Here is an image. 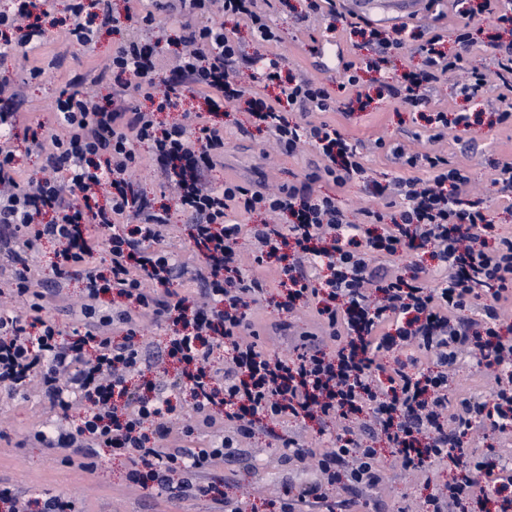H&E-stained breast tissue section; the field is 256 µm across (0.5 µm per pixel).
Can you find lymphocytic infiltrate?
I'll return each mask as SVG.
<instances>
[{
	"instance_id": "1",
	"label": "lymphocytic infiltrate",
	"mask_w": 512,
	"mask_h": 512,
	"mask_svg": "<svg viewBox=\"0 0 512 512\" xmlns=\"http://www.w3.org/2000/svg\"><path fill=\"white\" fill-rule=\"evenodd\" d=\"M213 1L178 0L174 41L181 51L176 76L166 83L156 70L159 44L130 40L113 51L109 73L132 79L142 106L100 101L80 78L65 84L52 123L31 129L32 148L52 144L42 173L22 170L10 141L23 119L20 104L13 95L0 98V251L9 256L14 291L25 301L20 312L0 309V390L17 394L39 384L60 423L34 430L33 438L59 450L63 464L88 470L96 469L102 452L124 457L128 481L147 495L213 497L216 485L205 471L256 424L334 421L338 427L322 450L279 436L284 460L313 461L318 477L298 494L283 492L276 512L311 506L346 512V501L329 499L326 487L341 481L366 491L382 487L386 453L418 473L453 462L455 477L425 498L423 512H448L452 502L466 506L478 490L495 512H512V469L483 461L464 441L481 426L512 428V336L503 333L505 304L512 301V232L500 230L487 198L467 194V172L434 148L408 154L393 147L396 163L423 167L425 177L374 184L375 197H400V209L390 214L367 205L349 218L335 192L364 175L362 149L336 126L310 119L330 111L339 91L368 107L360 73L384 70L403 49L402 39L367 19L352 22L376 56L363 65L343 62V79L333 90L315 79L283 77L280 56H247L225 33V19L234 18L258 45L276 42L260 0H221L219 20L210 16ZM440 2L429 0L435 12L417 48L421 69L389 89L425 110L433 144L472 126L470 113L431 108L441 77L467 70L460 90L472 97L490 76L466 66L474 46L469 19L485 14L512 33V0H448L446 11ZM67 11L64 33L83 47L105 29L157 24L154 12L129 7L120 14L110 0H69ZM49 13V0H15L13 11H0V58L46 43L47 30L32 17ZM450 14L458 24L448 53L441 30ZM492 50L493 76L504 89L494 122L512 126V40L493 43ZM242 65L259 66L279 95L252 93L234 76ZM228 104L244 106L250 125L283 151L311 146L322 166L275 190L212 184L209 173L224 156L220 117ZM175 110L180 119L160 120V113ZM143 145L174 186V207H155L134 181ZM321 181L334 192L317 191ZM173 208L191 219L184 230L200 262L199 302L174 289L187 270L158 246ZM245 233L253 245L250 270L238 252ZM46 243L54 246L55 286L74 280L83 286L67 331L50 311L51 290L33 284L32 257ZM424 250L432 265L414 261L388 276L370 265L375 256ZM264 268L278 276L277 308L314 307L334 352L304 344L285 357L265 350L250 320L252 306L269 293ZM474 309L475 319L469 316ZM148 320L164 326L166 354L181 367L175 384L191 400L176 437L169 426L176 407L143 355L141 326ZM112 327L119 336L109 335ZM218 349L230 363L222 372L213 364ZM468 356L502 380L490 397L449 400L450 378ZM365 411L373 428L363 436L355 425ZM205 429L209 446L195 447Z\"/></svg>"
}]
</instances>
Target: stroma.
<instances>
[{
    "label": "stroma",
    "mask_w": 512,
    "mask_h": 512,
    "mask_svg": "<svg viewBox=\"0 0 512 512\" xmlns=\"http://www.w3.org/2000/svg\"><path fill=\"white\" fill-rule=\"evenodd\" d=\"M294 9L289 13L272 14L271 24L278 40L267 49H260L252 42L245 27L234 28L233 33L245 54L259 51L279 54L293 72L314 76L329 87H336L339 75L336 70H321L311 54L312 43L334 42L344 52L345 59L360 61L371 56L372 49L361 37L343 29L339 20L330 16L313 19L309 26H302L298 14L303 11L304 0H292ZM68 0H53L49 26V40L28 57L11 56L0 64L9 83L24 99L23 109L29 123H51L55 99L64 85L73 77L82 75L91 79V91L102 96L124 98L133 103L137 95L133 87L118 85L113 78L104 76L105 65L113 50L122 41L119 33H103L93 48L67 43L59 25L66 15ZM47 57L55 58L56 67L49 80L34 83L29 79L32 66ZM500 90L488 84L471 102H463L457 94L455 82L441 81L436 96L441 108L469 107L472 111L490 113L499 106ZM348 100L338 95L333 111L323 113V120L335 123L355 143L365 145L366 176L350 182L339 191L338 198L348 213L370 199L372 182L387 183L398 178L419 177V168L402 167L393 162L383 150L377 149L376 140L401 146L406 153L424 151L429 143L413 108L401 99L383 97L364 112H348ZM246 122L242 112H231L224 120V164L209 174L213 183L227 179L256 181L266 178L270 186L295 181L308 170L319 165L320 159L311 148L299 149L288 155L280 152L267 137L258 132L242 133ZM445 147L454 160L463 164L476 192L490 201L497 223L512 231V203L498 198L491 185V172L496 162L512 158V127L488 128L478 125L468 131H450ZM259 325L263 346L274 355L289 354L287 337L275 333L273 326L279 322L291 323L292 333L309 330L306 311L287 314L265 301L253 315ZM54 412L36 395L8 397L0 393V481L14 486L30 501L29 512H39L42 498L64 493L77 502L80 512H219V505L209 499L170 498L160 491L146 496L129 487L126 480L128 464L120 456L105 455L94 471L68 467L61 463L53 449L35 441L32 430L41 424L52 423ZM282 449L266 430L256 429L250 440L234 456L216 461L208 477L215 481L220 493L241 502L244 512H272L274 499L283 486L299 488L315 479L314 469L308 465L284 464ZM381 466L387 484L373 492H361L345 484L328 487L329 495L349 499L355 512H420L423 500L432 485L444 484L451 475L452 463L439 466L431 485L415 480L405 473L390 455H382Z\"/></svg>",
    "instance_id": "1"
}]
</instances>
